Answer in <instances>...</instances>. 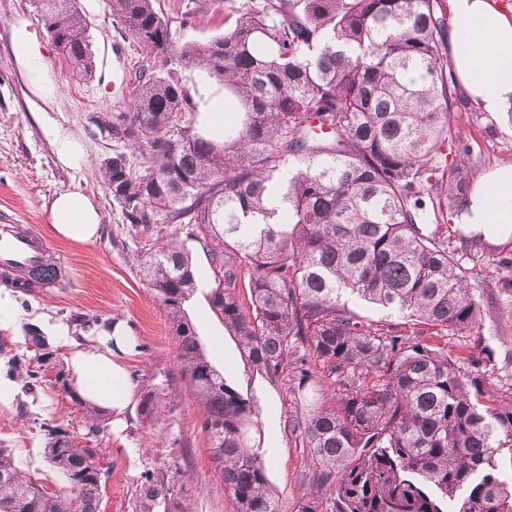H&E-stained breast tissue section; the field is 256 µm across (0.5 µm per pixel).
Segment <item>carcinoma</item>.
Returning <instances> with one entry per match:
<instances>
[{"mask_svg":"<svg viewBox=\"0 0 512 512\" xmlns=\"http://www.w3.org/2000/svg\"><path fill=\"white\" fill-rule=\"evenodd\" d=\"M38 2L73 74L92 77L77 0ZM444 2L247 0L224 34L179 45L159 0H110L147 57L125 110L93 117L124 146L103 178L141 236L139 278L166 310L234 512L280 508L259 453V407L209 364L186 315L197 290L188 240L209 259L208 305L250 369L275 382L300 366L288 423L308 449L316 491L297 512H512V403L483 404L461 370L466 357L426 341L399 348L391 330L342 303L356 296L433 336L482 324L471 269L448 250L447 228L469 203L474 147L445 153L467 103L445 49ZM187 69L215 81L236 114L221 140L200 123ZM28 341L36 367L27 378L51 373L88 432L82 443L40 425L64 492L26 477L0 448V512H100L90 436L103 410L79 397L45 337ZM312 363L328 378L361 370L376 380L344 382L334 406L310 408ZM172 410L167 387L145 389V418ZM135 510L189 512L185 483L145 474Z\"/></svg>","mask_w":512,"mask_h":512,"instance_id":"1","label":"carcinoma"}]
</instances>
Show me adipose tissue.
Segmentation results:
<instances>
[{
  "label": "adipose tissue",
  "instance_id": "1",
  "mask_svg": "<svg viewBox=\"0 0 512 512\" xmlns=\"http://www.w3.org/2000/svg\"><path fill=\"white\" fill-rule=\"evenodd\" d=\"M453 22L449 45L460 86L484 111L498 113L512 102V16L493 0H452ZM19 66L26 72L42 103L53 100V79L42 62L39 41L25 21L12 27ZM48 221L57 235L74 242L95 240L103 222L100 210L79 191L59 194L48 210ZM462 230L491 244L512 240V164H503L479 176L463 216ZM106 349L82 345L69 357L83 397L90 403L122 413L132 383L125 358L134 342L128 327L115 322L103 330Z\"/></svg>",
  "mask_w": 512,
  "mask_h": 512
}]
</instances>
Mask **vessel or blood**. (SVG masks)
<instances>
[{"mask_svg": "<svg viewBox=\"0 0 512 512\" xmlns=\"http://www.w3.org/2000/svg\"><path fill=\"white\" fill-rule=\"evenodd\" d=\"M70 278L69 263L32 224H0V280H41L59 288Z\"/></svg>", "mask_w": 512, "mask_h": 512, "instance_id": "vessel-or-blood-1", "label": "vessel or blood"}]
</instances>
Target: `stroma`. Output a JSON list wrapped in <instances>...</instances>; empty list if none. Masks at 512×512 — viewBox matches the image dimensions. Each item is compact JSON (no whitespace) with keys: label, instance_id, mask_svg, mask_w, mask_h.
I'll list each match as a JSON object with an SVG mask.
<instances>
[{"label":"stroma","instance_id":"stroma-1","mask_svg":"<svg viewBox=\"0 0 512 512\" xmlns=\"http://www.w3.org/2000/svg\"><path fill=\"white\" fill-rule=\"evenodd\" d=\"M243 0H199L187 10L188 0H160L178 43L204 42L223 34L224 19ZM88 23L95 69L87 81L72 80L69 69L44 29L36 0H0V224H34L67 258L71 278L66 287L43 288L26 294L14 291L21 315L12 328L0 329L8 341L14 362L0 358V376L13 382L8 404H0V446L13 449L17 467L46 486L63 487L64 481L43 454L45 441L39 431L47 423L74 435L87 431L82 412L50 380L25 390L18 365L31 353L26 345L29 328H36L48 343L69 355L74 342L89 343L111 322L123 321L135 340V352L126 368L133 384L130 402L123 412L124 429L113 427L106 414L94 439L102 448L101 467L106 484L101 512H135L141 478L161 469L185 476L191 512H233L230 497L212 475L209 442L200 428L199 405L187 394L176 362L175 342L169 334L167 313L137 275L139 237L125 224L102 178L101 165L118 151L117 143L101 134L91 119L122 111L127 98L123 87L146 58L143 49L111 14L109 0H79ZM23 19L42 44L56 96L50 117L80 137L86 157L78 166H62L42 123L34 115L35 96L26 74L15 59L11 29ZM495 134L486 139L485 127ZM454 139L481 142L483 154L472 173L480 175L497 165L512 163V124L503 115L481 108L459 116ZM77 190L103 213L104 224L92 242L76 243L59 237L47 220V209L60 193ZM448 247L465 267L475 269L472 283L484 300L486 317L468 336H434L430 342L452 354L472 356L469 378L480 385L490 402L512 401V288L482 274L492 256L512 257V242L479 246L452 234ZM186 310L197 327L211 365L240 391H251L260 407L262 458L269 489L281 512H296L298 503L312 488L306 471V451L295 443L288 425L294 404L287 381L272 383L252 374L232 333L211 312L203 294H195ZM162 383L174 405L153 421L137 413L144 388ZM276 430H269V421Z\"/></svg>","mask_w":512,"mask_h":512}]
</instances>
